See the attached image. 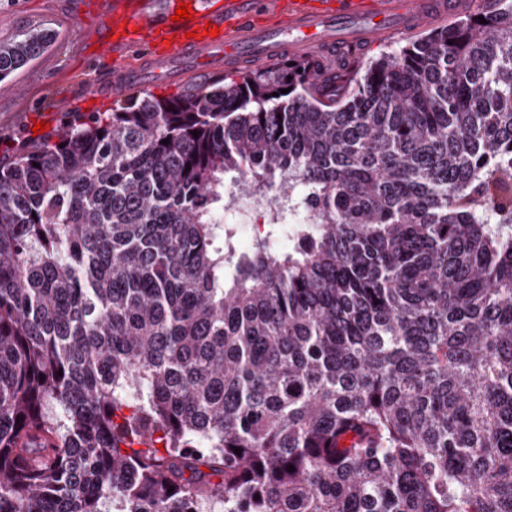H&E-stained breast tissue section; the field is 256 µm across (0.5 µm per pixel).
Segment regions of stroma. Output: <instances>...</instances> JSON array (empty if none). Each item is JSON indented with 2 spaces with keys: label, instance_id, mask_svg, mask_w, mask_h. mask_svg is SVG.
I'll return each mask as SVG.
<instances>
[{
  "label": "stroma",
  "instance_id": "stroma-1",
  "mask_svg": "<svg viewBox=\"0 0 512 512\" xmlns=\"http://www.w3.org/2000/svg\"><path fill=\"white\" fill-rule=\"evenodd\" d=\"M110 10L106 0H17L0 10V41L42 26L57 34L50 50L0 84V158L21 146L56 141L74 113L109 112L126 105L127 95L112 92L111 57L96 48V37L106 30ZM188 67V80L154 83L147 87V94L177 97L217 76L228 81L240 77L236 70H204L197 61ZM91 85L103 95V102L90 104L87 88ZM44 120L49 123L47 131L33 134L34 124Z\"/></svg>",
  "mask_w": 512,
  "mask_h": 512
}]
</instances>
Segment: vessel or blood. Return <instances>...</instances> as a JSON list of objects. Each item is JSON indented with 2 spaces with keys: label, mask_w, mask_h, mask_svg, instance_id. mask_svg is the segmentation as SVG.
<instances>
[{
  "label": "vessel or blood",
  "mask_w": 512,
  "mask_h": 512,
  "mask_svg": "<svg viewBox=\"0 0 512 512\" xmlns=\"http://www.w3.org/2000/svg\"><path fill=\"white\" fill-rule=\"evenodd\" d=\"M455 13V0H225L224 23L213 37L203 29L216 17L201 0L194 6L192 20L177 29L168 17L140 12L134 0H113V29L138 28L149 51L146 62L119 54L113 64L123 87L138 89L152 76L176 80L188 59L230 70L285 54L302 57L310 48L359 49Z\"/></svg>",
  "instance_id": "obj_1"
}]
</instances>
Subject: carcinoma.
Returning a JSON list of instances; mask_svg holds the SVG:
<instances>
[{
	"label": "carcinoma",
	"instance_id": "cac0c4a2",
	"mask_svg": "<svg viewBox=\"0 0 512 512\" xmlns=\"http://www.w3.org/2000/svg\"><path fill=\"white\" fill-rule=\"evenodd\" d=\"M487 2L360 80L292 59L0 161V512H512V0ZM55 38L0 42V83ZM230 177L309 214L291 245L275 209L238 249Z\"/></svg>",
	"mask_w": 512,
	"mask_h": 512
}]
</instances>
